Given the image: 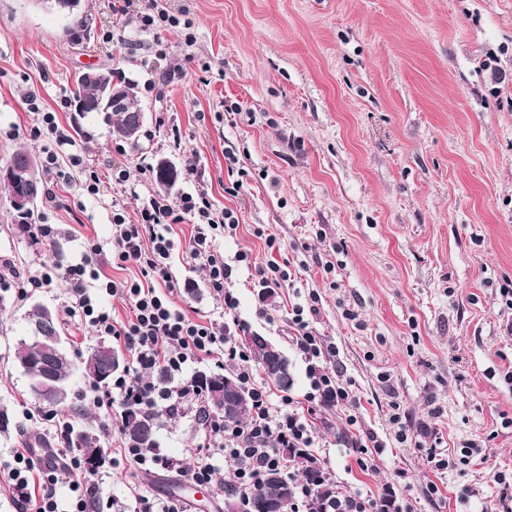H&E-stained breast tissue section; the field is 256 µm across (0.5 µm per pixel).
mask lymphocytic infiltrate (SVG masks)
<instances>
[{
	"instance_id": "1",
	"label": "lymphocytic infiltrate",
	"mask_w": 512,
	"mask_h": 512,
	"mask_svg": "<svg viewBox=\"0 0 512 512\" xmlns=\"http://www.w3.org/2000/svg\"><path fill=\"white\" fill-rule=\"evenodd\" d=\"M131 1L134 0H122L115 10L130 15L141 31L180 24L177 16L160 8L159 0H135L139 7L134 11L129 8ZM32 132L48 138L43 148V170L47 183L58 186L63 149L74 146L75 140L51 112L40 113L39 124ZM185 175L193 181L194 189L183 194L178 203L149 195L144 197L136 220H128L118 211L112 214V262L120 268L135 267L136 279L117 282L107 277L99 259L103 247L90 239L79 261L65 265L46 263L39 270L18 277L17 282L48 288L57 279L66 280L72 291L63 308L64 315L85 324L95 335L122 342L128 350L130 366L114 376L108 387L99 389L97 402L120 405L133 400L148 409L163 406L178 410L199 398L200 388L190 373L195 363L207 360L219 369L234 367L252 399L251 417L245 425L228 428L223 418H209L202 441L192 450L195 460L191 463L176 464L158 449L135 448L128 443L121 448L119 457L145 471L177 467L183 480L201 485L212 484L217 468L222 466L233 472L237 491H251L260 486L269 469L281 467L279 449H292L298 459L317 464L312 452L314 432L292 398L274 399L257 380L249 355L238 347L227 322L237 308L236 297L226 287L233 268L218 250L216 240L236 234L239 221L233 210L216 209L195 162L186 164ZM176 224L190 225L189 257L204 272L205 288L223 305L225 321L199 322L174 304L172 293L179 281L169 258L174 246L170 233ZM117 295L128 302L127 319L114 317L99 302L100 297ZM316 311L313 304L298 306L292 318L297 345L309 364L310 390L305 400L311 406L343 405L351 402V392L335 373L322 366L328 351L307 320L308 314ZM155 371L177 378V385L163 390L149 386L146 377ZM116 459L104 458L94 472L78 462L62 472H40L30 457L15 453L6 467L12 498L20 512H90L95 477L115 466ZM61 483L67 484L71 492L64 502L57 496Z\"/></svg>"
}]
</instances>
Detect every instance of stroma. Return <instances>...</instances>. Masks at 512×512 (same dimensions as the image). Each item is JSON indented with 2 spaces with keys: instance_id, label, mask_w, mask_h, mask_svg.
Wrapping results in <instances>:
<instances>
[{
  "instance_id": "obj_1",
  "label": "stroma",
  "mask_w": 512,
  "mask_h": 512,
  "mask_svg": "<svg viewBox=\"0 0 512 512\" xmlns=\"http://www.w3.org/2000/svg\"><path fill=\"white\" fill-rule=\"evenodd\" d=\"M112 2L82 0L92 32L78 40L68 18L35 0H0V165L17 151H42L25 100L32 93L75 131L86 162L106 176L116 167L128 174L93 198L80 170L68 168L55 203L35 210L56 229L51 247L20 231L0 187V258L25 273L51 255L74 261L88 237L111 250L113 205L132 218L145 195L175 203L191 188L142 182L139 160L195 161L217 208L239 219L236 236L218 242L235 265L236 314L283 351L298 401L310 380L288 314L319 296L310 324L335 348L326 366L353 396L309 416L332 482L413 512H499L497 477L512 473V0H163L193 27L157 35L126 24ZM158 39L171 48L159 62ZM106 63L135 83L145 113L138 140L122 146L100 114L70 105L76 75ZM167 121L180 126V147ZM228 148L248 173L236 197L224 192ZM190 233L173 227L170 263L181 283L173 300L192 319H215L217 302L188 258ZM268 234L278 250L267 249ZM241 252L287 265L290 280L255 286ZM68 295L61 279L22 296L0 282V408L26 429L0 435V462L33 437L63 451L14 352L31 306L62 316ZM61 325L74 360L100 341L63 316ZM70 394L87 413L82 426L118 449L112 410L95 402L89 380L75 374ZM367 435L381 447L363 469L349 440ZM201 437L190 416L157 433L162 453L177 460ZM472 443L482 453L464 459ZM433 444L455 467L432 469ZM216 480L203 496L188 492L176 468L144 472L123 461L100 475L99 494L111 512H126L134 492L187 512H224L235 477L223 469Z\"/></svg>"
}]
</instances>
